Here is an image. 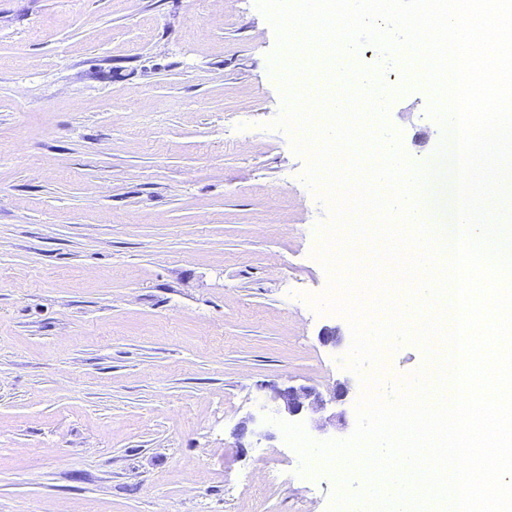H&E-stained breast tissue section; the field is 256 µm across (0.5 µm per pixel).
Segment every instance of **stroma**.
<instances>
[{
  "mask_svg": "<svg viewBox=\"0 0 512 512\" xmlns=\"http://www.w3.org/2000/svg\"><path fill=\"white\" fill-rule=\"evenodd\" d=\"M277 50L256 0H0V512H329L266 387L350 382L345 425L302 421L343 440L373 369L308 301L331 213L275 125ZM406 85L419 165L444 130ZM431 363L404 343L382 382Z\"/></svg>",
  "mask_w": 512,
  "mask_h": 512,
  "instance_id": "35a3bbf8",
  "label": "stroma"
}]
</instances>
